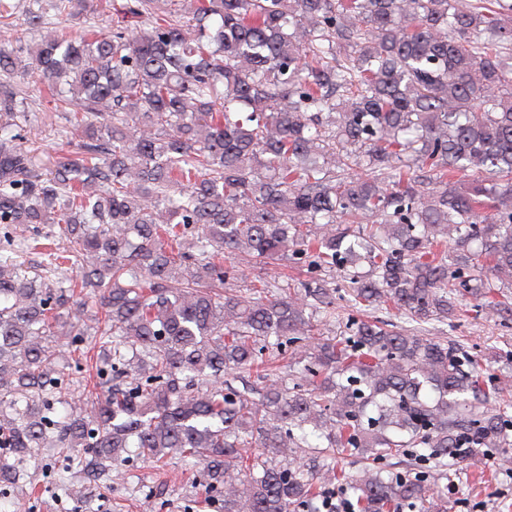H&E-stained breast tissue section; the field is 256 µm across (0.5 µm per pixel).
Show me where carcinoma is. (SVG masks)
<instances>
[{
	"mask_svg": "<svg viewBox=\"0 0 512 512\" xmlns=\"http://www.w3.org/2000/svg\"><path fill=\"white\" fill-rule=\"evenodd\" d=\"M178 2L127 0L112 35L56 27L28 50L42 0H0V130L26 49L72 109L56 133L87 142L44 170L0 138L13 250L64 243L43 271L0 256V450L19 461L0 459V486L35 448L82 449L96 480L133 448L199 469L222 512H317L331 483L348 512H448V489L383 463L443 480L448 458L512 460L509 380L422 327L512 324V3L190 0L191 38ZM242 254L291 273L237 288ZM79 387L87 405L56 417Z\"/></svg>",
	"mask_w": 512,
	"mask_h": 512,
	"instance_id": "carcinoma-1",
	"label": "carcinoma"
}]
</instances>
